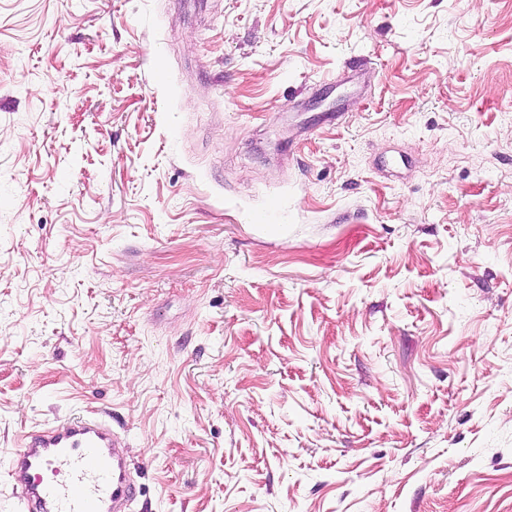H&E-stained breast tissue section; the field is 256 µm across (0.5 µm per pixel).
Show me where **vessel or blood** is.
Returning <instances> with one entry per match:
<instances>
[{
  "label": "vessel or blood",
  "instance_id": "obj_1",
  "mask_svg": "<svg viewBox=\"0 0 512 512\" xmlns=\"http://www.w3.org/2000/svg\"><path fill=\"white\" fill-rule=\"evenodd\" d=\"M121 440L96 416H75L67 425L25 432L14 470L21 480V512H131L137 488ZM65 459L67 469L55 463Z\"/></svg>",
  "mask_w": 512,
  "mask_h": 512
}]
</instances>
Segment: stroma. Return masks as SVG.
Listing matches in <instances>:
<instances>
[{
  "label": "stroma",
  "instance_id": "obj_1",
  "mask_svg": "<svg viewBox=\"0 0 512 512\" xmlns=\"http://www.w3.org/2000/svg\"><path fill=\"white\" fill-rule=\"evenodd\" d=\"M94 413L134 512H512V0H0V512Z\"/></svg>",
  "mask_w": 512,
  "mask_h": 512
}]
</instances>
